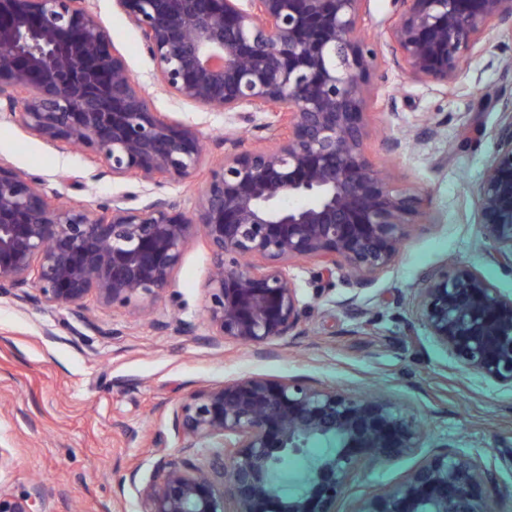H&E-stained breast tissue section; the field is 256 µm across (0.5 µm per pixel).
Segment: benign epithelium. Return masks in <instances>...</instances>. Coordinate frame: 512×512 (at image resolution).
<instances>
[{
	"instance_id": "obj_1",
	"label": "benign epithelium",
	"mask_w": 512,
	"mask_h": 512,
	"mask_svg": "<svg viewBox=\"0 0 512 512\" xmlns=\"http://www.w3.org/2000/svg\"><path fill=\"white\" fill-rule=\"evenodd\" d=\"M137 28L154 80L178 98L251 121L284 123L262 149L224 140L192 212L161 193L194 177L196 128L155 111L109 49L90 0H0V120L95 155L112 179L135 177L146 200L117 195L100 213L53 202L0 162V296L84 318L92 300L130 307L163 298L196 228L214 269L213 335L259 352L305 325L288 266L313 261L321 287L342 272L372 284L399 253L421 199L398 192L364 151L368 80L377 60L408 82L460 90L462 60L490 33L512 48V0H394L398 20L366 34L365 0H116ZM473 198L494 260L512 273V103ZM412 310L463 370L512 389V296L459 267L425 272ZM180 446L156 448L151 476L129 474L141 512H336L358 465L422 447L417 414L386 394L360 395L299 377L245 375L200 383L172 410ZM302 492L283 498L282 459L317 440ZM200 448L214 452L204 456ZM496 472L444 449L356 512H497ZM0 512H55L41 487L0 488Z\"/></svg>"
}]
</instances>
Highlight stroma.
Returning a JSON list of instances; mask_svg holds the SVG:
<instances>
[{
  "mask_svg": "<svg viewBox=\"0 0 512 512\" xmlns=\"http://www.w3.org/2000/svg\"><path fill=\"white\" fill-rule=\"evenodd\" d=\"M93 6L111 50L144 84L156 111L199 129L204 165L223 158L228 138L244 150L268 145L269 130L224 122L154 84L139 32L115 0H93ZM499 57L492 42L469 53L462 80L470 91L457 96L408 83L382 64L371 72L366 155L390 168L396 189L420 196L421 213L406 226L395 262L360 291L355 308L342 304L350 295L345 286L317 289L314 264L290 266L305 307V334L259 353L212 336L205 321L212 257L200 231L167 295L143 308L93 302L81 323L64 311L0 297V448L12 460L0 473V488L41 484L56 512H141L135 491L119 481L133 471L148 479L152 449L179 446L172 408L198 383L244 374L302 376L362 393L381 389L418 414L426 431L422 448L364 463L338 512H355L378 485L397 484L443 445L479 455L512 487V390L464 373L408 306L423 274L437 267L467 266L512 294V273L494 261L473 204L495 148L500 109L512 101V70L503 69ZM437 114L446 120L440 135L422 148L408 145ZM393 139L405 146L391 156L386 144ZM0 161L41 179L62 202L91 210L138 187L133 179L98 177L87 152L46 143L14 122L0 121ZM174 320L190 323V330L172 329Z\"/></svg>",
  "mask_w": 512,
  "mask_h": 512,
  "instance_id": "obj_1",
  "label": "stroma"
}]
</instances>
